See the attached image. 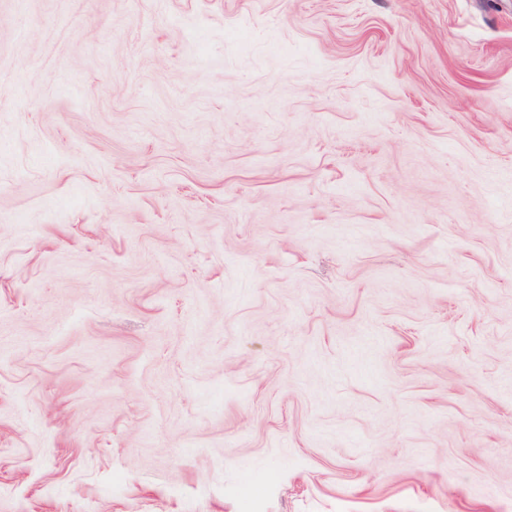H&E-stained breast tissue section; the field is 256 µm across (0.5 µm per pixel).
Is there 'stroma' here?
I'll use <instances>...</instances> for the list:
<instances>
[{
    "mask_svg": "<svg viewBox=\"0 0 512 512\" xmlns=\"http://www.w3.org/2000/svg\"><path fill=\"white\" fill-rule=\"evenodd\" d=\"M0 512H512V0H0Z\"/></svg>",
    "mask_w": 512,
    "mask_h": 512,
    "instance_id": "35a3bbf8",
    "label": "stroma"
}]
</instances>
